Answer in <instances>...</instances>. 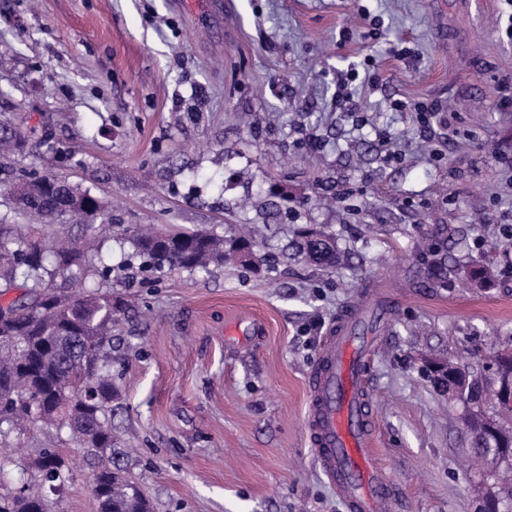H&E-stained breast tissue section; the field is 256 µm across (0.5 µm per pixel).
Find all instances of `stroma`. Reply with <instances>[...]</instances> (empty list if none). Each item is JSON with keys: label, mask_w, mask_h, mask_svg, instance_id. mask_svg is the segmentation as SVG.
Here are the masks:
<instances>
[{"label": "stroma", "mask_w": 512, "mask_h": 512, "mask_svg": "<svg viewBox=\"0 0 512 512\" xmlns=\"http://www.w3.org/2000/svg\"><path fill=\"white\" fill-rule=\"evenodd\" d=\"M358 105L336 101L338 75ZM512 6L506 0H0V91L30 137L0 155V185L66 177L119 233L138 225L225 238L266 223L258 266L209 274L138 267L93 275L124 309L112 330V464L151 512H347L315 466L306 381L336 320L363 295L398 296L366 371L390 512H478L461 404L425 365L485 385L512 348ZM445 111L421 126L411 103ZM317 145H309L308 135ZM290 201L263 221L271 183ZM301 228L341 259L305 264ZM451 271L414 279L431 251ZM495 272L470 288L459 265ZM64 449L71 479L41 487L52 512H95L99 459L66 431L16 441L0 485Z\"/></svg>", "instance_id": "1"}]
</instances>
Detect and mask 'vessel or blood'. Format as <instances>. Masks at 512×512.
Wrapping results in <instances>:
<instances>
[{"label": "vessel or blood", "instance_id": "obj_1", "mask_svg": "<svg viewBox=\"0 0 512 512\" xmlns=\"http://www.w3.org/2000/svg\"><path fill=\"white\" fill-rule=\"evenodd\" d=\"M364 324L348 312L327 337L307 381L306 431L313 461L348 512H385L398 489L375 450Z\"/></svg>", "mask_w": 512, "mask_h": 512}]
</instances>
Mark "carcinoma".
Wrapping results in <instances>:
<instances>
[{
  "label": "carcinoma",
  "instance_id": "cac0c4a2",
  "mask_svg": "<svg viewBox=\"0 0 512 512\" xmlns=\"http://www.w3.org/2000/svg\"><path fill=\"white\" fill-rule=\"evenodd\" d=\"M28 143L25 132L0 124V147L22 152ZM39 178L23 181L13 189L12 211L17 217H34L41 227L34 237L13 234L14 225L0 219V295L18 291L20 295L0 304V317L11 316L15 340L0 338V390L26 395L27 402L0 404V440L25 423L46 422L70 430L72 438L97 456L112 451V423L108 408L116 399L112 384V321L117 311L112 292L97 289L66 296L52 284L65 272L69 280L85 285L86 272L102 268L112 274L127 264L112 263L102 253L103 241L90 249L75 242H56L52 229L76 221L92 230L101 214L100 201L89 190L71 184L41 189ZM135 254L151 271L183 270L191 274L207 272L224 264V258L241 260V253L253 251L255 242L240 239L224 242L207 231L162 232L141 235L132 231ZM304 261L318 267H333L340 259L336 238L322 234L300 239L295 244ZM462 276L471 284L484 285L490 273L483 267L466 266ZM105 347L103 356L89 366L68 364L74 342ZM470 447L489 446L482 431L484 420L463 417ZM35 479L53 487L64 484L68 466L56 448H45L29 465ZM99 493L97 512H149L141 489L119 471L103 465L94 475ZM0 512H48L46 499L27 492H0Z\"/></svg>",
  "mask_w": 512,
  "mask_h": 512
}]
</instances>
